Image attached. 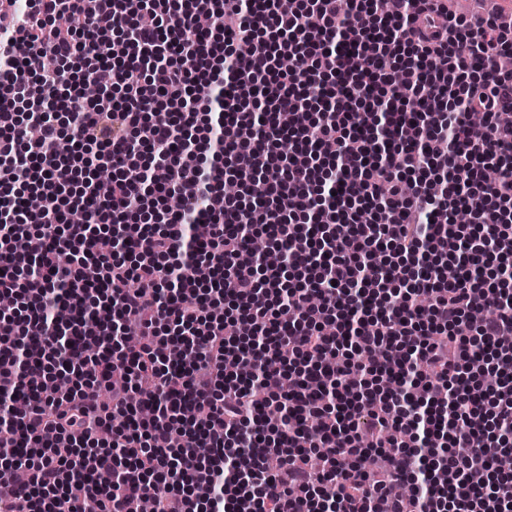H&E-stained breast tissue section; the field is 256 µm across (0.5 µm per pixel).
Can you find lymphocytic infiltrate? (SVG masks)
Segmentation results:
<instances>
[{
    "instance_id": "f902f5d3",
    "label": "lymphocytic infiltrate",
    "mask_w": 512,
    "mask_h": 512,
    "mask_svg": "<svg viewBox=\"0 0 512 512\" xmlns=\"http://www.w3.org/2000/svg\"><path fill=\"white\" fill-rule=\"evenodd\" d=\"M8 17L0 512H512V22L440 0H0ZM87 149L108 184L72 182ZM228 177L260 196L225 198ZM254 229L281 266L241 262Z\"/></svg>"
}]
</instances>
